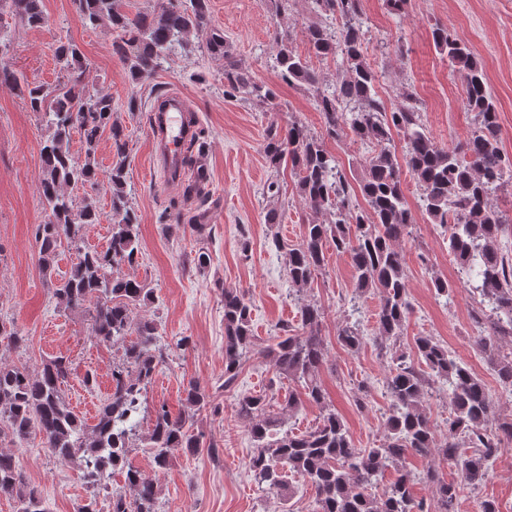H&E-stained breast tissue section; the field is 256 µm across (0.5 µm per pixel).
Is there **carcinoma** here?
I'll return each mask as SVG.
<instances>
[{"label":"carcinoma","instance_id":"1","mask_svg":"<svg viewBox=\"0 0 512 512\" xmlns=\"http://www.w3.org/2000/svg\"><path fill=\"white\" fill-rule=\"evenodd\" d=\"M208 0H169L161 13L125 10L122 0H73L85 23L106 24L114 39L112 51L126 65L133 83L162 67L177 49L188 54L189 35L209 23ZM362 0H310L316 20L302 30L309 52L337 60L336 80L321 86L293 47L291 32L276 31V67L288 84L305 83L316 88L317 106L327 135L349 130L356 141L372 145L365 161V175L354 188L336 156L304 125L291 122L284 129L270 125L264 153L270 168H290L299 197L316 214L330 217L326 224L305 225L300 244L288 248V279L301 293L325 269V249L350 258L356 277V294L379 296L378 345L391 352L386 377L390 400L387 434L376 448L356 447L336 410L325 408L310 431L295 434L284 429L282 412L298 410L304 401L325 404L318 374L327 351L320 335L322 309L315 303L302 306V332L283 327L276 342L259 354L274 375L286 379L288 396L281 411L263 394L240 393L236 414L250 424L255 451L249 469L258 488L288 500V477L297 476L314 492L316 512H456L460 486L478 488L490 477L497 456L512 444V415L490 421L491 402L481 378L431 336H418L407 346L397 345L411 310L405 257L400 245L413 238V218L402 190L403 175L413 176L421 190V202L432 223L444 229L448 252L460 266L479 300L471 321L479 350L492 365L499 384L512 394V256L503 252L502 239L512 226V215L493 203L496 193L512 186V160L499 141V115L483 70L466 43L444 27L433 30L437 52L464 72L465 105L474 114L475 128L463 144L444 148L426 133L422 113L411 92L405 102L389 111L377 96V75L363 55L365 32ZM29 28L44 23L42 0H0V27L10 26L3 17ZM207 53L224 59V94L237 96L257 108L275 99L274 91L259 83L234 59L224 45V34L212 30ZM55 57L62 69L76 74L83 54L73 41L58 40ZM0 84L21 94L30 109L42 114L49 135L41 148L40 188L49 214L35 228L41 270L53 279L62 242L75 251L68 275L54 283V295L69 309L94 305L91 337L98 344L122 343L132 334L137 340L124 347L122 363L111 373L110 392L88 424L70 408L62 386L71 374V363L56 356L33 376L24 367H0V423L22 441L41 436L45 447L58 458L76 464L90 490L77 512H100L98 498L109 501V512H159V492L154 484L130 466L128 454L140 439L142 417L148 413L146 394L158 370L177 349L188 343L183 337L163 342L154 319L133 322L132 309L147 305L153 291L121 273L136 262L138 216L129 205L126 187L127 139L122 126L112 121V97L92 94L74 80L54 97L44 86L20 77L0 65ZM81 135L85 160L71 157L72 131ZM109 131L115 162L108 172L112 224L109 247L104 251L85 245L90 224L103 215L87 202L75 206L67 188L99 185L95 164L97 145ZM403 142L397 150L394 136ZM362 195L366 206L358 203ZM224 383L235 384L243 359L253 346L251 308L236 288L223 289ZM337 339L349 352L358 350L366 336L360 322L348 321ZM20 347L27 338L14 324L0 320V341ZM448 394V420L442 439H436L427 411L434 391ZM184 405L197 411L212 405V396L197 381L184 389ZM203 435L194 433L183 415H172L166 405L153 409L151 431L145 448L158 469L168 466L178 453L194 452ZM436 456L455 468L457 480L447 482L433 468L426 479L435 487L436 503L418 499L412 492L415 474L403 465L408 453ZM124 473L133 499L112 490V473ZM392 469L395 479L380 495L369 492ZM0 491L12 493L16 512H49L41 494L29 487L15 459L0 454Z\"/></svg>","mask_w":512,"mask_h":512}]
</instances>
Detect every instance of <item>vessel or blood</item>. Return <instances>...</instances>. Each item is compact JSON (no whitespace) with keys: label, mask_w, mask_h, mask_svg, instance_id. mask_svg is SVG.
<instances>
[{"label":"vessel or blood","mask_w":512,"mask_h":512,"mask_svg":"<svg viewBox=\"0 0 512 512\" xmlns=\"http://www.w3.org/2000/svg\"><path fill=\"white\" fill-rule=\"evenodd\" d=\"M149 133L164 168L172 179H180L185 149L199 135V124L182 95L173 93L157 101Z\"/></svg>","instance_id":"1"}]
</instances>
